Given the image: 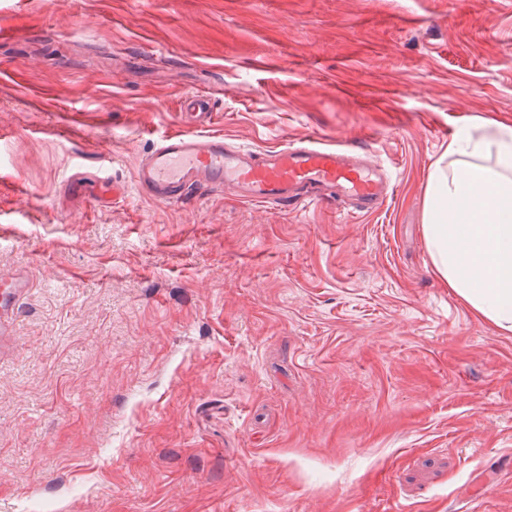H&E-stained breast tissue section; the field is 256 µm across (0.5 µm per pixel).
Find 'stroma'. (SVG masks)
Masks as SVG:
<instances>
[{
    "instance_id": "obj_1",
    "label": "stroma",
    "mask_w": 512,
    "mask_h": 512,
    "mask_svg": "<svg viewBox=\"0 0 512 512\" xmlns=\"http://www.w3.org/2000/svg\"><path fill=\"white\" fill-rule=\"evenodd\" d=\"M1 26L0 275L32 288L0 512H512V333L422 228L449 139L512 127V0H0ZM197 91L235 143L344 146L389 196L143 197Z\"/></svg>"
}]
</instances>
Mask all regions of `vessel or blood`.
<instances>
[{"label": "vessel or blood", "instance_id": "1", "mask_svg": "<svg viewBox=\"0 0 512 512\" xmlns=\"http://www.w3.org/2000/svg\"><path fill=\"white\" fill-rule=\"evenodd\" d=\"M179 118L182 130L165 135L137 165V188L150 200L177 203L194 190L230 187L241 200L255 204L293 209L333 196L351 201L356 212L369 214L388 194L389 181L381 166L312 138L263 151L229 142L211 129V93L182 95ZM28 286V278L20 273L0 279L1 332L13 323Z\"/></svg>", "mask_w": 512, "mask_h": 512}]
</instances>
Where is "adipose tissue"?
<instances>
[{"label": "adipose tissue", "instance_id": "1", "mask_svg": "<svg viewBox=\"0 0 512 512\" xmlns=\"http://www.w3.org/2000/svg\"><path fill=\"white\" fill-rule=\"evenodd\" d=\"M423 234L436 276L512 332V127L449 140L428 176Z\"/></svg>", "mask_w": 512, "mask_h": 512}]
</instances>
